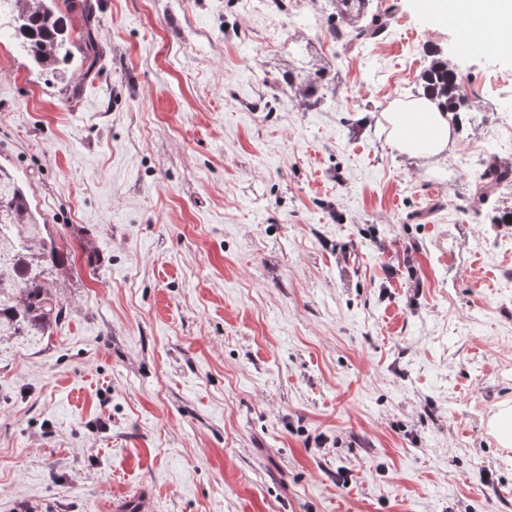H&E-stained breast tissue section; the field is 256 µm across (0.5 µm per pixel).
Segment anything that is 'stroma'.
Returning <instances> with one entry per match:
<instances>
[{
    "mask_svg": "<svg viewBox=\"0 0 512 512\" xmlns=\"http://www.w3.org/2000/svg\"><path fill=\"white\" fill-rule=\"evenodd\" d=\"M92 3L93 76L0 25V165L66 257L52 335L0 352V512H512V182L469 204L512 46L414 0L346 53L332 0ZM436 54L472 109L419 167L383 114ZM478 13L477 8H475L468 19L464 21L456 20L453 22V29L458 42L467 49L480 53L483 51L498 50L495 42H492L485 36H479V27L476 20ZM331 71L326 68L316 70L306 80L296 83L295 78L289 70L282 74L285 85L295 88V98L300 108L304 110L316 109L325 99L322 90L334 85V76L331 78ZM490 427L504 448L512 446V407L503 406L490 420Z\"/></svg>",
    "mask_w": 512,
    "mask_h": 512,
    "instance_id": "1",
    "label": "stroma"
}]
</instances>
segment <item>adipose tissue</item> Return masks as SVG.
Instances as JSON below:
<instances>
[{
  "label": "adipose tissue",
  "instance_id": "adipose-tissue-1",
  "mask_svg": "<svg viewBox=\"0 0 512 512\" xmlns=\"http://www.w3.org/2000/svg\"><path fill=\"white\" fill-rule=\"evenodd\" d=\"M384 120L398 154L423 165L445 158L456 142L458 120L424 96L398 102Z\"/></svg>",
  "mask_w": 512,
  "mask_h": 512
}]
</instances>
